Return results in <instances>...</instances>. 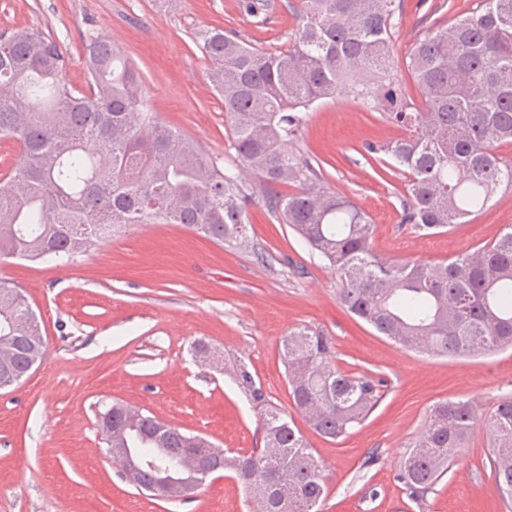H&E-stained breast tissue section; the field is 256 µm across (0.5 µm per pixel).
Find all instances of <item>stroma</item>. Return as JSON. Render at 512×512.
<instances>
[{"label": "stroma", "mask_w": 512, "mask_h": 512, "mask_svg": "<svg viewBox=\"0 0 512 512\" xmlns=\"http://www.w3.org/2000/svg\"><path fill=\"white\" fill-rule=\"evenodd\" d=\"M272 2L259 19L240 0H0V32L27 26L54 37L70 58L66 80L81 90L84 42L106 40L139 70L159 122L229 170L228 118L194 37L219 27L264 49L287 48L302 2ZM472 6L404 0L395 66L428 26ZM400 135L380 113L339 98L314 106L296 143L325 186L371 217L378 254L445 262L512 224V188L448 232L425 235L404 224V176L364 150ZM247 214L242 247L181 224H137L69 262L0 260V280L27 296L45 341L41 361L0 390V512H255L232 480L187 499L138 490L108 456L98 423L100 412L121 402L224 449L263 447L259 411L234 380L239 362L311 448L327 489L319 512H505L484 428L426 503L411 501L395 475L435 403L469 399L487 416L512 396V349L432 356L399 347L344 308L335 272L263 202L250 203ZM304 327L331 339L340 371L387 381L377 408L336 441L310 428L288 392L281 345ZM199 340L207 358L194 356Z\"/></svg>", "instance_id": "1"}]
</instances>
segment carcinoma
Segmentation results:
<instances>
[{
  "instance_id": "carcinoma-1",
  "label": "carcinoma",
  "mask_w": 512,
  "mask_h": 512,
  "mask_svg": "<svg viewBox=\"0 0 512 512\" xmlns=\"http://www.w3.org/2000/svg\"><path fill=\"white\" fill-rule=\"evenodd\" d=\"M403 0H303L301 23L285 50L249 45L219 28L197 33L212 63L209 78L230 121L238 168L255 175L269 212L328 261L338 297L354 316L405 349L436 355H483L512 349V225L487 245L442 263L399 261L372 246L371 218L321 184L294 143L312 106L352 97L369 101L407 135L368 143L407 182L403 223L438 234L512 187V0H476L467 15L419 37L406 69L420 101L391 73L394 18ZM82 92L66 82L67 58L41 31L0 33V138L20 145L12 174L0 180V259L73 258L104 234L130 224H184L216 242H247V207L256 192L224 172L191 139L144 109L131 62L93 37L84 44ZM275 186L298 188L281 195ZM0 281V371L25 375L44 339L26 301ZM289 395L309 426L337 440L362 424L383 397L384 380L349 375L331 363V339L299 330L283 342ZM242 389L262 411L265 446L227 453L224 467L257 512H315L326 490L295 423L272 406L247 366ZM481 421L468 400L435 404L400 464L397 480L415 502L448 472ZM112 447L140 448L157 470L195 472L205 438L161 423L123 403L103 412ZM490 461L500 497L512 502V398L487 422Z\"/></svg>"
}]
</instances>
